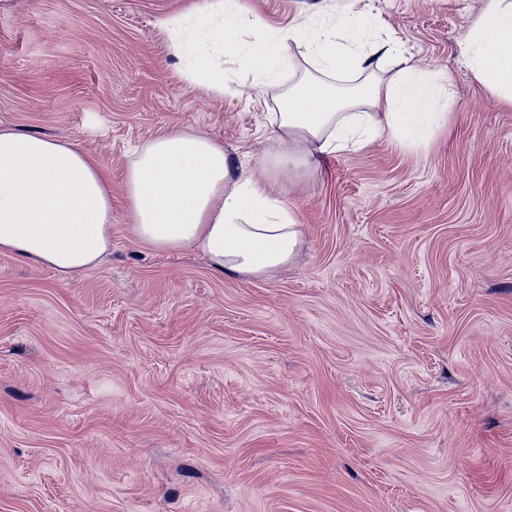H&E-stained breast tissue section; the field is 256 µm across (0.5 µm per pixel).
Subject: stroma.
<instances>
[{"instance_id": "stroma-1", "label": "stroma", "mask_w": 512, "mask_h": 512, "mask_svg": "<svg viewBox=\"0 0 512 512\" xmlns=\"http://www.w3.org/2000/svg\"><path fill=\"white\" fill-rule=\"evenodd\" d=\"M202 0H12L0 123L112 173V250L60 278L0 251V512H512V109L460 62L479 0H350L456 97L280 180L272 279L126 229L129 150L193 126L258 165L269 96L188 87L158 21ZM332 0H239L253 39Z\"/></svg>"}]
</instances>
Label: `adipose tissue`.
<instances>
[{
    "label": "adipose tissue",
    "instance_id": "ef3b65f1",
    "mask_svg": "<svg viewBox=\"0 0 512 512\" xmlns=\"http://www.w3.org/2000/svg\"><path fill=\"white\" fill-rule=\"evenodd\" d=\"M462 43L475 78L512 107V0H480ZM237 0H206L191 16L159 21L169 49L187 59L188 86L235 97L265 89L275 110L269 133L278 147L258 168L237 164L223 144L192 128L158 136L132 154L125 171L130 234L160 252L191 250L212 269L271 278L295 262L304 233L278 192L281 175L318 156L362 149L382 137L421 144L451 101L450 73L424 74L412 62L388 73L397 45L371 44L360 18L345 24L293 22L245 39ZM306 48L284 67L287 42ZM232 60L234 73L224 69ZM349 81V88L338 85ZM112 248V185L78 145L0 126V249L43 264L62 277L98 265Z\"/></svg>",
    "mask_w": 512,
    "mask_h": 512
}]
</instances>
